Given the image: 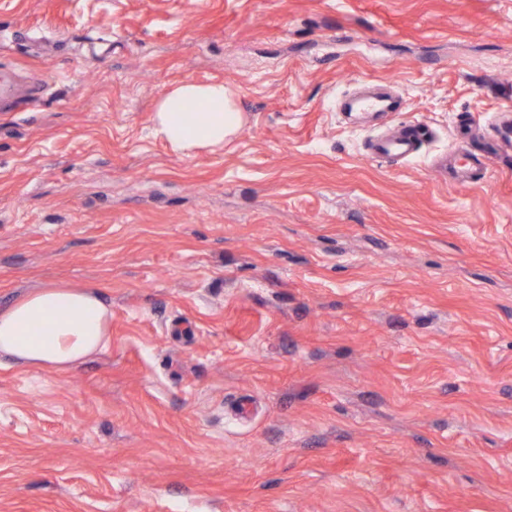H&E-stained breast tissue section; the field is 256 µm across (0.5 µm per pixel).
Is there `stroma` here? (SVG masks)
Returning <instances> with one entry per match:
<instances>
[{"instance_id":"obj_1","label":"stroma","mask_w":512,"mask_h":512,"mask_svg":"<svg viewBox=\"0 0 512 512\" xmlns=\"http://www.w3.org/2000/svg\"><path fill=\"white\" fill-rule=\"evenodd\" d=\"M0 309L96 289L107 346L0 364V512H512V0H0ZM392 84L402 166L337 100ZM182 81L223 151L151 133ZM194 102L206 112L194 106L182 112H198L192 127L181 122L182 106ZM243 124V114L238 101L224 82H182L170 88L158 101L153 118V135L170 146L175 152L190 156L197 150L224 149V140L236 133ZM498 117L491 128L493 135L500 143V147L505 152H511L512 148V114L511 110H503L498 113ZM425 135L426 130L421 124L403 123L392 127L387 134L373 137L367 146L376 158L407 162L417 155ZM462 164L455 167L457 180L465 184H475L485 177L493 156L488 153L479 154L465 152Z\"/></svg>"}]
</instances>
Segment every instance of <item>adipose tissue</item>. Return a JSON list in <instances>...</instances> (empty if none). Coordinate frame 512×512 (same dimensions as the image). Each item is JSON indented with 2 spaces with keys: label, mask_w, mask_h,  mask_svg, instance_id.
Masks as SVG:
<instances>
[{
  "label": "adipose tissue",
  "mask_w": 512,
  "mask_h": 512,
  "mask_svg": "<svg viewBox=\"0 0 512 512\" xmlns=\"http://www.w3.org/2000/svg\"><path fill=\"white\" fill-rule=\"evenodd\" d=\"M200 105L193 126H185V103ZM243 124L238 101L226 84L186 81L158 101L153 135L175 152L190 156L223 148L227 136ZM112 311L90 288L46 287L0 309V356L49 369L71 367L107 344Z\"/></svg>",
  "instance_id": "adipose-tissue-1"
}]
</instances>
